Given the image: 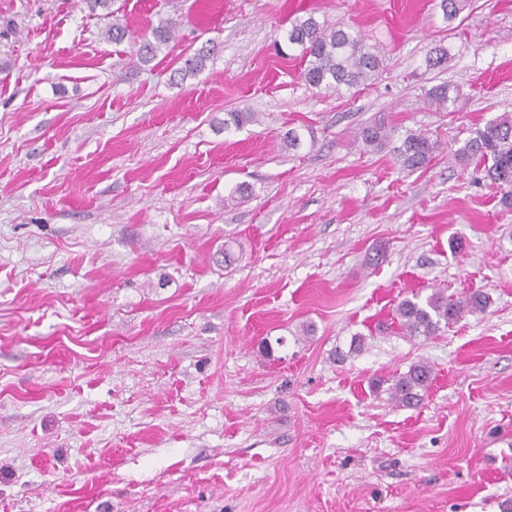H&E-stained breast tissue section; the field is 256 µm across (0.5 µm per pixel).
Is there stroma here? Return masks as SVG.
Instances as JSON below:
<instances>
[{
	"mask_svg": "<svg viewBox=\"0 0 512 512\" xmlns=\"http://www.w3.org/2000/svg\"><path fill=\"white\" fill-rule=\"evenodd\" d=\"M112 9L119 44L87 0H0V512L512 506L482 474L488 442L512 460V209L447 149L512 113V0ZM310 13L377 45L379 77L309 88L286 30ZM162 18L175 39L137 65ZM442 84L450 114L427 104ZM381 114L439 141L426 168L356 141ZM436 289L490 304L428 339L392 325ZM419 361V406L372 393Z\"/></svg>",
	"mask_w": 512,
	"mask_h": 512,
	"instance_id": "1",
	"label": "stroma"
}]
</instances>
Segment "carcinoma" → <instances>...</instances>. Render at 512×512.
<instances>
[{"instance_id":"cac0c4a2","label":"carcinoma","mask_w":512,"mask_h":512,"mask_svg":"<svg viewBox=\"0 0 512 512\" xmlns=\"http://www.w3.org/2000/svg\"><path fill=\"white\" fill-rule=\"evenodd\" d=\"M174 32L175 22L169 18L160 20L139 40L135 50L138 62L143 66L152 62L169 45ZM287 40L289 47L301 49V56L306 60L303 79L313 89H351L376 76L383 68L378 47L360 32L342 26L328 27L311 14L291 21ZM209 55L210 51L202 49L185 56L176 73L184 78L197 75L204 70ZM457 97L458 90L445 84L428 92L430 106L438 111L449 110ZM255 121L252 112H228L224 128L239 129ZM357 140L372 151L389 150L400 168L409 172L426 166L439 148L438 142L424 133L413 130L399 133L383 116L362 126ZM448 152L464 162L482 164L491 184L505 191L503 199H512L511 113L504 112L484 127L473 130L463 145L456 149L450 146ZM488 304L489 295L483 291L454 296L435 290L424 299L418 294L402 299L395 309V319L403 333L430 338L465 314L485 310ZM433 375L429 364L417 362L391 379L371 380V388L375 393L386 392L389 399L399 405L415 407L423 401Z\"/></svg>"}]
</instances>
